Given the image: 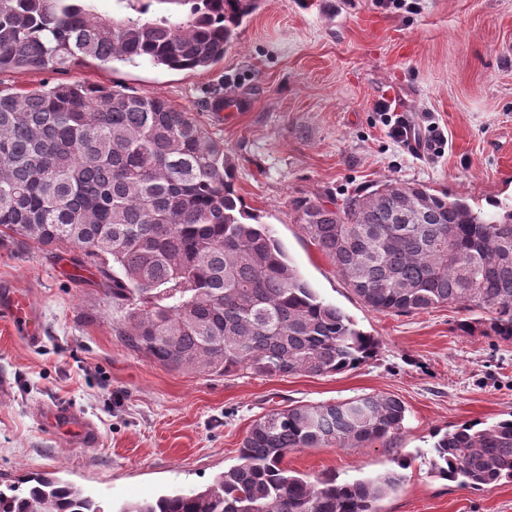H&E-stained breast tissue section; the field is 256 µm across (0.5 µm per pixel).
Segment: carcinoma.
Returning a JSON list of instances; mask_svg holds the SVG:
<instances>
[{
    "instance_id": "obj_1",
    "label": "carcinoma",
    "mask_w": 512,
    "mask_h": 512,
    "mask_svg": "<svg viewBox=\"0 0 512 512\" xmlns=\"http://www.w3.org/2000/svg\"><path fill=\"white\" fill-rule=\"evenodd\" d=\"M0 0V73L68 71L88 60L169 70L224 60L258 0ZM188 7L175 21L153 4ZM224 141L188 111L82 81L0 90V238L94 261L121 336L149 361L200 374L325 376L372 358L378 340L300 275L235 187ZM306 235L365 307L410 315L445 305L485 315L512 342V207L474 209L418 183L387 181L342 204L292 202ZM404 402L362 394L290 405L255 420L238 462L200 491L120 512H380L403 476L310 479L283 465L304 448L398 437ZM432 473L482 491L512 480V419L457 425L432 446ZM0 512H105L56 475L0 477Z\"/></svg>"
}]
</instances>
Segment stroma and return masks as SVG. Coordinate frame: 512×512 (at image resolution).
<instances>
[{
  "label": "stroma",
  "mask_w": 512,
  "mask_h": 512,
  "mask_svg": "<svg viewBox=\"0 0 512 512\" xmlns=\"http://www.w3.org/2000/svg\"><path fill=\"white\" fill-rule=\"evenodd\" d=\"M259 0L235 45L213 68L174 71L146 61L7 71L0 87L80 80L119 84L193 113L235 160L236 188L269 224L317 293L375 336L373 358L333 375H203L150 362L120 336V315L90 266L0 241V285L27 290L43 339L28 345L0 322V475L59 469L94 499L124 503L209 485L236 464L252 421L292 404L392 394L407 407L397 440L365 448H306L284 465L309 477L362 479L411 459L382 512H512V481L463 489L431 472L433 435L512 417V344L450 307L411 315L367 309L305 234L292 201L337 199L388 181L416 182L494 212L512 201V0ZM222 86L233 107L207 108ZM388 103L417 130L447 142L415 149L391 140ZM66 403L98 433L96 444L49 433L44 407Z\"/></svg>",
  "instance_id": "obj_1"
}]
</instances>
